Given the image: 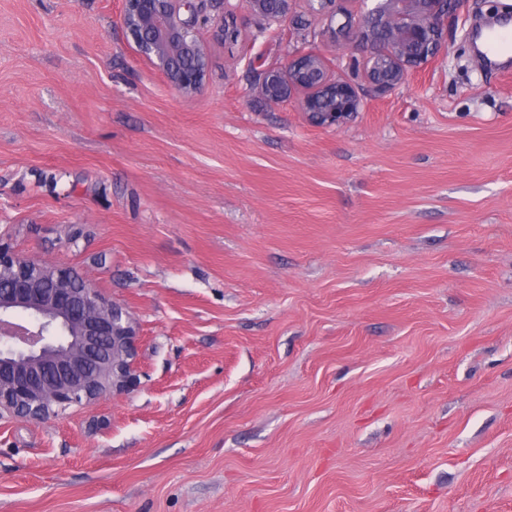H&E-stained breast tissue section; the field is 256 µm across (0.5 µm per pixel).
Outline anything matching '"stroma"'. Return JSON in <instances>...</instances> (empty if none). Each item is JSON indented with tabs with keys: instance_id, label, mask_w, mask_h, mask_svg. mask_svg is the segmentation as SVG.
Masks as SVG:
<instances>
[{
	"instance_id": "obj_1",
	"label": "stroma",
	"mask_w": 512,
	"mask_h": 512,
	"mask_svg": "<svg viewBox=\"0 0 512 512\" xmlns=\"http://www.w3.org/2000/svg\"><path fill=\"white\" fill-rule=\"evenodd\" d=\"M121 7L0 0V237L142 336L131 392L0 419V512H512V60L472 47L512 0L387 93L304 0H216L189 98ZM311 50L341 124L250 91ZM252 13L278 22H287L292 9V0H243ZM272 4L277 9L272 11Z\"/></svg>"
}]
</instances>
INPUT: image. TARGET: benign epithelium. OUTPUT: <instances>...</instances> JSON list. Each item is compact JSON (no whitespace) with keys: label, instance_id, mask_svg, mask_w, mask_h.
I'll use <instances>...</instances> for the list:
<instances>
[{"label":"benign epithelium","instance_id":"obj_1","mask_svg":"<svg viewBox=\"0 0 512 512\" xmlns=\"http://www.w3.org/2000/svg\"><path fill=\"white\" fill-rule=\"evenodd\" d=\"M120 18L141 55L161 72L169 88L190 96L203 86L208 53L196 35L210 21L208 0H122ZM256 15L288 21L292 0H243ZM310 14L333 25L334 0H305ZM455 0H379L367 10L360 43L363 62L380 92L405 82L409 70L442 48L448 10ZM253 89L269 104L304 92L298 110L331 126L363 107L359 87L329 76L324 57L307 52L282 67L257 73ZM139 328L122 308L106 300L74 271L18 256L0 238V418L42 421L72 406L122 395L139 384Z\"/></svg>","mask_w":512,"mask_h":512}]
</instances>
